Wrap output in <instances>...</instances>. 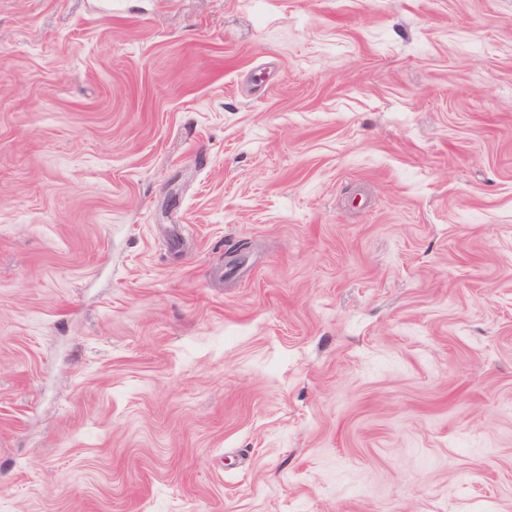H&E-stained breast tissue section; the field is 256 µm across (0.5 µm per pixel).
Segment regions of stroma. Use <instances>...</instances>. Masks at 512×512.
<instances>
[{
  "label": "stroma",
  "instance_id": "1",
  "mask_svg": "<svg viewBox=\"0 0 512 512\" xmlns=\"http://www.w3.org/2000/svg\"><path fill=\"white\" fill-rule=\"evenodd\" d=\"M0 512H512V0H0Z\"/></svg>",
  "mask_w": 512,
  "mask_h": 512
}]
</instances>
